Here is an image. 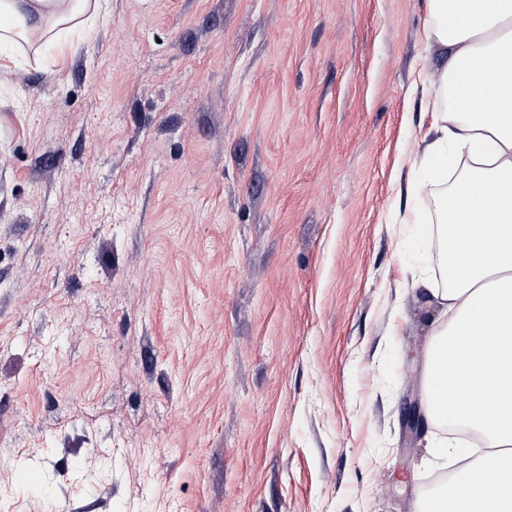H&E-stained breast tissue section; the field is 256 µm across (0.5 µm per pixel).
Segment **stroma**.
<instances>
[{
  "label": "stroma",
  "instance_id": "obj_1",
  "mask_svg": "<svg viewBox=\"0 0 512 512\" xmlns=\"http://www.w3.org/2000/svg\"><path fill=\"white\" fill-rule=\"evenodd\" d=\"M423 0H110L0 46V512H417Z\"/></svg>",
  "mask_w": 512,
  "mask_h": 512
}]
</instances>
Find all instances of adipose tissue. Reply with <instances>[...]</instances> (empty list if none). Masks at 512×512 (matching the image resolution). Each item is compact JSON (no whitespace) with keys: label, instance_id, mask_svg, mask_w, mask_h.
I'll list each match as a JSON object with an SVG mask.
<instances>
[{"label":"adipose tissue","instance_id":"obj_1","mask_svg":"<svg viewBox=\"0 0 512 512\" xmlns=\"http://www.w3.org/2000/svg\"><path fill=\"white\" fill-rule=\"evenodd\" d=\"M424 0L432 81L450 99L427 146L437 210L434 320L424 361L427 416L473 431L479 448L425 493L418 512H512V0ZM104 0H0V43L64 45ZM468 164L456 181L448 167Z\"/></svg>","mask_w":512,"mask_h":512}]
</instances>
